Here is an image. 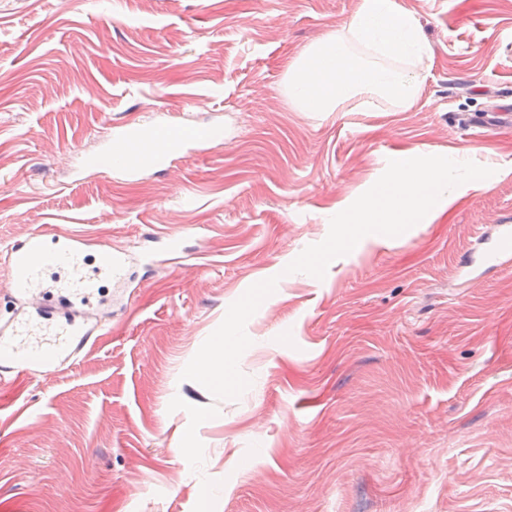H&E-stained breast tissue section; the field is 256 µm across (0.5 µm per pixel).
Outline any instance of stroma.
Listing matches in <instances>:
<instances>
[{
    "label": "stroma",
    "instance_id": "stroma-1",
    "mask_svg": "<svg viewBox=\"0 0 512 512\" xmlns=\"http://www.w3.org/2000/svg\"><path fill=\"white\" fill-rule=\"evenodd\" d=\"M434 56L419 101L298 112L290 59L357 0H0V255L33 232L88 236L141 266L162 228L190 250L103 315L73 363L0 386V512H512V263L458 272L512 216V0H402ZM224 133L127 176L110 127ZM493 168L324 279L285 267L388 160ZM237 400L181 379L252 284Z\"/></svg>",
    "mask_w": 512,
    "mask_h": 512
}]
</instances>
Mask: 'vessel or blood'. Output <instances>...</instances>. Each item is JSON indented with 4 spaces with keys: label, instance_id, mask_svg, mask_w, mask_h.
Instances as JSON below:
<instances>
[{
    "label": "vessel or blood",
    "instance_id": "1",
    "mask_svg": "<svg viewBox=\"0 0 512 512\" xmlns=\"http://www.w3.org/2000/svg\"><path fill=\"white\" fill-rule=\"evenodd\" d=\"M216 139L211 128L198 139L162 141L152 126L139 124L123 127L112 141L111 153L122 158L128 172L162 171L180 153L205 151ZM145 143L152 144V151H142ZM87 243L81 234L52 239L32 234L8 249L10 291L28 298L29 304L20 315L0 322V344L6 348L0 353V374L16 378L63 365L98 335L100 328L91 320L97 276L107 273L115 283H125L126 259L117 249L99 251L94 273H87ZM487 259L502 264L512 260V221L498 222Z\"/></svg>",
    "mask_w": 512,
    "mask_h": 512
}]
</instances>
